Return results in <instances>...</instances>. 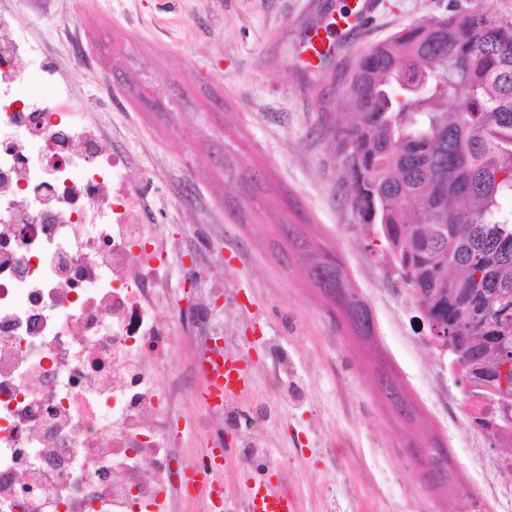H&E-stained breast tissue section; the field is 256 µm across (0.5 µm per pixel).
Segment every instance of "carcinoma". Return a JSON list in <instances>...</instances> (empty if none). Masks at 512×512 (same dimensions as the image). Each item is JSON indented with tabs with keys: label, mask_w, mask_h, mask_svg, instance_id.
I'll return each mask as SVG.
<instances>
[{
	"label": "carcinoma",
	"mask_w": 512,
	"mask_h": 512,
	"mask_svg": "<svg viewBox=\"0 0 512 512\" xmlns=\"http://www.w3.org/2000/svg\"><path fill=\"white\" fill-rule=\"evenodd\" d=\"M340 100L346 199L482 387L470 424L511 448L498 369L512 356V22L452 7L368 48ZM332 262L329 286L348 288Z\"/></svg>",
	"instance_id": "1"
}]
</instances>
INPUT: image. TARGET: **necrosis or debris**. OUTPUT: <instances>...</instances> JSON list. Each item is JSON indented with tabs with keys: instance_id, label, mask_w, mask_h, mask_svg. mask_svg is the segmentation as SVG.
Returning <instances> with one entry per match:
<instances>
[{
	"instance_id": "4bbe7bcc",
	"label": "necrosis or debris",
	"mask_w": 512,
	"mask_h": 512,
	"mask_svg": "<svg viewBox=\"0 0 512 512\" xmlns=\"http://www.w3.org/2000/svg\"><path fill=\"white\" fill-rule=\"evenodd\" d=\"M26 33L0 36V512H176L180 308L135 204L141 174L49 103ZM168 375L165 387L157 379Z\"/></svg>"
}]
</instances>
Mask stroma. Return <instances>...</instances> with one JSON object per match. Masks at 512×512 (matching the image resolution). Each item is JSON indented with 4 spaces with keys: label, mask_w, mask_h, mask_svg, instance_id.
<instances>
[{
    "label": "stroma",
    "mask_w": 512,
    "mask_h": 512,
    "mask_svg": "<svg viewBox=\"0 0 512 512\" xmlns=\"http://www.w3.org/2000/svg\"><path fill=\"white\" fill-rule=\"evenodd\" d=\"M356 2L0 0V14L42 44L57 78L45 92L67 86L69 104L147 173L144 221L174 299L190 264L197 291L217 301L224 351L250 382L226 403L224 512L266 479L297 512H512V452L470 426L463 382L337 183L330 134L337 93L370 45L453 6L511 22L512 0H373L308 69L309 36ZM286 220L340 257L374 340L330 313L298 256L277 260ZM381 372L409 413L380 390ZM259 411L266 455L245 466L241 443ZM209 414L196 393L182 400V460L195 459ZM432 442L448 450L441 483L420 460ZM478 457L501 468L494 493L476 478Z\"/></svg>",
    "instance_id": "obj_1"
}]
</instances>
